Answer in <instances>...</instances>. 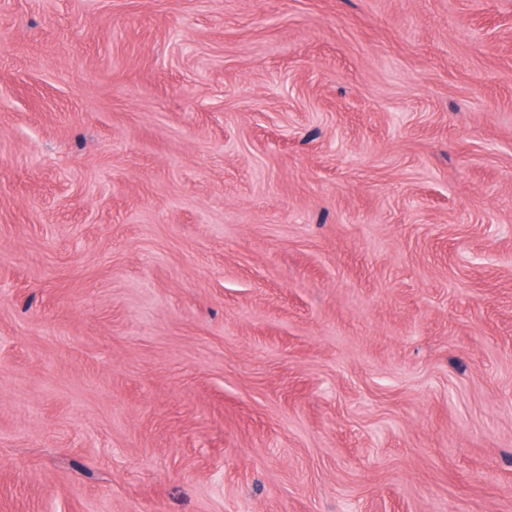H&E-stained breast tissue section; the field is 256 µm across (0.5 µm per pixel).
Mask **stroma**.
Here are the masks:
<instances>
[{
    "mask_svg": "<svg viewBox=\"0 0 512 512\" xmlns=\"http://www.w3.org/2000/svg\"><path fill=\"white\" fill-rule=\"evenodd\" d=\"M0 512H512V0H0Z\"/></svg>",
    "mask_w": 512,
    "mask_h": 512,
    "instance_id": "1",
    "label": "stroma"
}]
</instances>
